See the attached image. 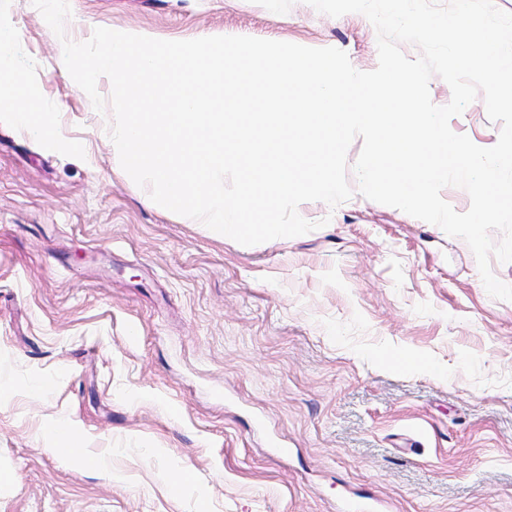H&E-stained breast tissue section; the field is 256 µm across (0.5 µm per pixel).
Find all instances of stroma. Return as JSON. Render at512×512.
I'll list each match as a JSON object with an SVG mask.
<instances>
[{"label": "stroma", "instance_id": "obj_1", "mask_svg": "<svg viewBox=\"0 0 512 512\" xmlns=\"http://www.w3.org/2000/svg\"><path fill=\"white\" fill-rule=\"evenodd\" d=\"M70 5L75 42L243 35L378 65L364 15L305 0ZM0 30L68 144L0 107V512H512V301L463 239L357 191L300 204L304 235L215 239L146 205L31 0H0ZM450 127L501 130L480 96ZM58 420L106 471L49 450Z\"/></svg>", "mask_w": 512, "mask_h": 512}]
</instances>
